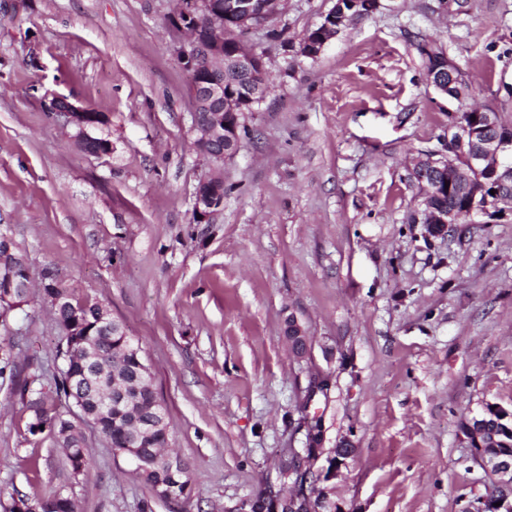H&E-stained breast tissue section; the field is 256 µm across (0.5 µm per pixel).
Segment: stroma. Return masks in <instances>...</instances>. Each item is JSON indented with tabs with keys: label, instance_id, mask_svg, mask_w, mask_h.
Here are the masks:
<instances>
[{
	"label": "stroma",
	"instance_id": "stroma-1",
	"mask_svg": "<svg viewBox=\"0 0 512 512\" xmlns=\"http://www.w3.org/2000/svg\"><path fill=\"white\" fill-rule=\"evenodd\" d=\"M176 4L0 0V230L33 281L52 267L139 344L190 493L157 497L90 428L74 475L0 381V498L239 512L279 489L317 423L322 448L355 447L336 480L350 512H474L489 479L457 423L512 409V211L428 236L411 172L445 151L452 116L491 105L512 126V0H379L313 59L299 43L335 0H283L245 36L271 89L241 119L208 224ZM423 44L463 71L466 97L429 83ZM56 96L107 116L111 154L76 146L49 116ZM63 336L36 294L0 325L20 373L47 383Z\"/></svg>",
	"mask_w": 512,
	"mask_h": 512
}]
</instances>
